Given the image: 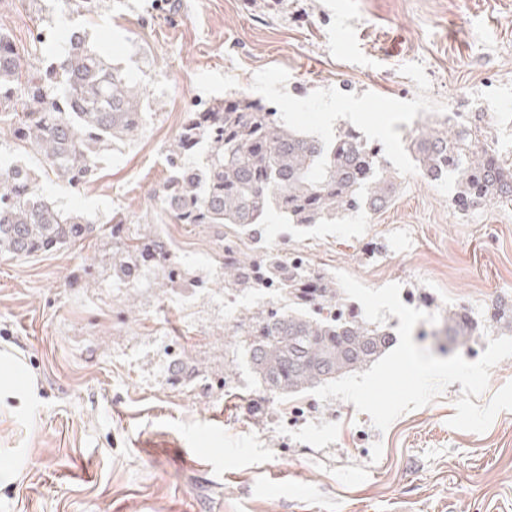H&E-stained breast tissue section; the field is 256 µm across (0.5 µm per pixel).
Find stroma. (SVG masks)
I'll use <instances>...</instances> for the list:
<instances>
[{
  "mask_svg": "<svg viewBox=\"0 0 512 512\" xmlns=\"http://www.w3.org/2000/svg\"><path fill=\"white\" fill-rule=\"evenodd\" d=\"M35 53L58 31L106 43L150 104L137 137L101 151L70 186L0 121V159L34 170L46 195L97 232L69 247L0 257V348L20 352L39 402L0 417V450L26 451L0 512H512V411L482 433L450 427L460 383L386 431L310 392L276 396L238 356L224 382V235L157 205L188 112L249 96L294 126L337 131L332 112L379 144L399 183L385 210L266 244L401 301L485 319L512 300V207L460 211L453 180L424 178L416 126L496 111L489 143L512 153V0H0V29ZM160 232L206 288L131 287L112 274V216Z\"/></svg>",
  "mask_w": 512,
  "mask_h": 512,
  "instance_id": "stroma-1",
  "label": "stroma"
}]
</instances>
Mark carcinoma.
<instances>
[{"label": "carcinoma", "mask_w": 512, "mask_h": 512, "mask_svg": "<svg viewBox=\"0 0 512 512\" xmlns=\"http://www.w3.org/2000/svg\"><path fill=\"white\" fill-rule=\"evenodd\" d=\"M28 73L20 83L22 73ZM147 109L139 83L109 62L104 50L69 34L47 66L31 69L10 34L0 31V112H19L15 138L36 148L45 166L73 186L95 175L103 144L138 134ZM209 144L205 161L189 156ZM425 176H455V207L466 211L491 201L512 203V159L488 149L478 127L445 117L410 138ZM172 175L156 195L180 224L224 227V290L265 298L254 311L224 327V381L238 350L274 393L295 395L331 382L378 359L393 339L391 327L342 309L336 281L299 256L263 244V225L328 224L359 211L376 213L396 196L380 147L349 128L314 136L288 124L282 113L241 96L187 113L168 157ZM96 225L48 197L21 165L0 164V255L26 258L91 236ZM248 239L254 255L243 256ZM112 265L121 277L147 255L171 261L159 235H129ZM450 336H471V319L448 316Z\"/></svg>", "instance_id": "1"}]
</instances>
